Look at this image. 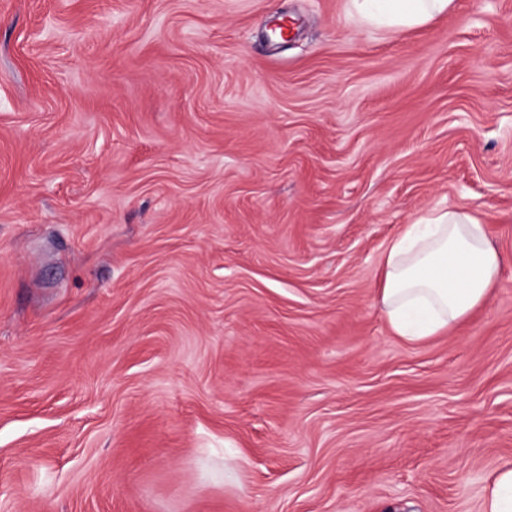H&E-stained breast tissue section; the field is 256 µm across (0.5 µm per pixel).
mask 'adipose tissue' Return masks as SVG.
Segmentation results:
<instances>
[{
	"label": "adipose tissue",
	"mask_w": 512,
	"mask_h": 512,
	"mask_svg": "<svg viewBox=\"0 0 512 512\" xmlns=\"http://www.w3.org/2000/svg\"><path fill=\"white\" fill-rule=\"evenodd\" d=\"M452 0H351L377 29L413 27L447 12ZM503 257L466 209L433 208L393 238L383 254L379 294L392 332L418 341L448 332L491 297Z\"/></svg>",
	"instance_id": "ef3b65f1"
}]
</instances>
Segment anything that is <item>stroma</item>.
<instances>
[{
  "instance_id": "35a3bbf8",
  "label": "stroma",
  "mask_w": 512,
  "mask_h": 512,
  "mask_svg": "<svg viewBox=\"0 0 512 512\" xmlns=\"http://www.w3.org/2000/svg\"><path fill=\"white\" fill-rule=\"evenodd\" d=\"M433 208L508 262L408 343ZM509 465L512 0H0V512H483ZM354 13L377 29L413 27L448 11L453 0H350ZM503 264L471 211L428 210L383 254L379 294L390 329L408 341L448 332L490 299Z\"/></svg>"
}]
</instances>
